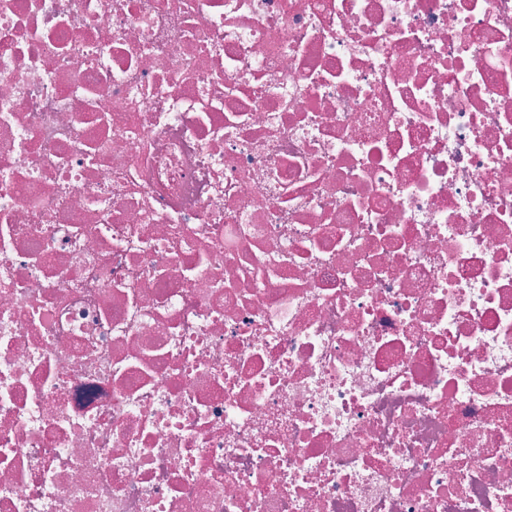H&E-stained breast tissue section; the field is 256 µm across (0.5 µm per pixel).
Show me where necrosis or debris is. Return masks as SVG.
Masks as SVG:
<instances>
[{
    "label": "necrosis or debris",
    "mask_w": 512,
    "mask_h": 512,
    "mask_svg": "<svg viewBox=\"0 0 512 512\" xmlns=\"http://www.w3.org/2000/svg\"><path fill=\"white\" fill-rule=\"evenodd\" d=\"M0 512H512V0H0Z\"/></svg>",
    "instance_id": "4bbe7bcc"
}]
</instances>
